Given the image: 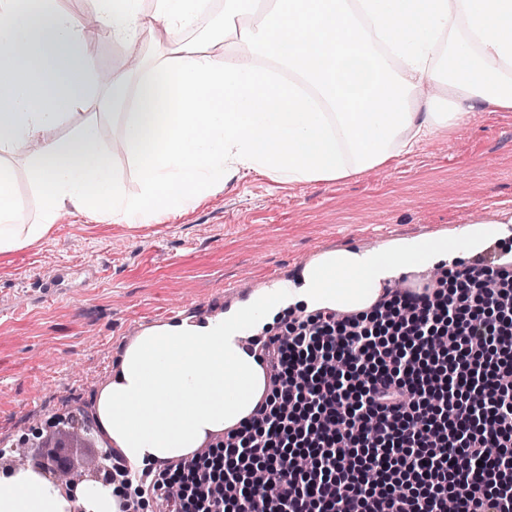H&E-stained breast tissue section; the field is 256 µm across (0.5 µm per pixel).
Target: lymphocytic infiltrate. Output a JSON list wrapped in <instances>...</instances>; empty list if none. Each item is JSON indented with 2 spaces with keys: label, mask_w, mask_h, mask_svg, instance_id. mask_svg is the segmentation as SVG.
Segmentation results:
<instances>
[{
  "label": "lymphocytic infiltrate",
  "mask_w": 512,
  "mask_h": 512,
  "mask_svg": "<svg viewBox=\"0 0 512 512\" xmlns=\"http://www.w3.org/2000/svg\"><path fill=\"white\" fill-rule=\"evenodd\" d=\"M261 345L253 415L144 478L167 512H512L511 270H451Z\"/></svg>",
  "instance_id": "f902f5d3"
}]
</instances>
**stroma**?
I'll return each mask as SVG.
<instances>
[{
    "label": "stroma",
    "instance_id": "obj_1",
    "mask_svg": "<svg viewBox=\"0 0 512 512\" xmlns=\"http://www.w3.org/2000/svg\"><path fill=\"white\" fill-rule=\"evenodd\" d=\"M512 207V112H484L413 154L363 175L304 185L248 175L195 208L137 227L62 210L40 245L0 259V453L68 410L96 411L88 390L115 377L129 336L171 307L194 312L223 302L227 284L261 293L256 275L285 274L337 249L385 248L459 232L463 212L481 221ZM93 264L99 283L73 275L46 300L40 276ZM105 431L78 438L60 425L55 441L28 448L76 464L99 457Z\"/></svg>",
    "mask_w": 512,
    "mask_h": 512
}]
</instances>
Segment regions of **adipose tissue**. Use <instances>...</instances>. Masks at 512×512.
I'll return each mask as SVG.
<instances>
[{
    "instance_id": "obj_1",
    "label": "adipose tissue",
    "mask_w": 512,
    "mask_h": 512,
    "mask_svg": "<svg viewBox=\"0 0 512 512\" xmlns=\"http://www.w3.org/2000/svg\"><path fill=\"white\" fill-rule=\"evenodd\" d=\"M209 0H90L88 18L135 52L102 83L83 18L59 0H0V256L35 247L73 207L99 222L144 224L184 212L256 174L283 184L352 178L411 153L475 113L512 112V0H224L218 35L177 42ZM170 42L140 55L154 23ZM99 117L70 135L71 111ZM109 119L135 167L128 195L103 145ZM40 201L25 221L10 159ZM478 230L373 254L340 249L205 326L164 325L127 347L97 417L134 465L190 455L249 417L264 370L237 339L282 300L370 310L383 280L476 244ZM33 467L0 475V512H70Z\"/></svg>"
}]
</instances>
